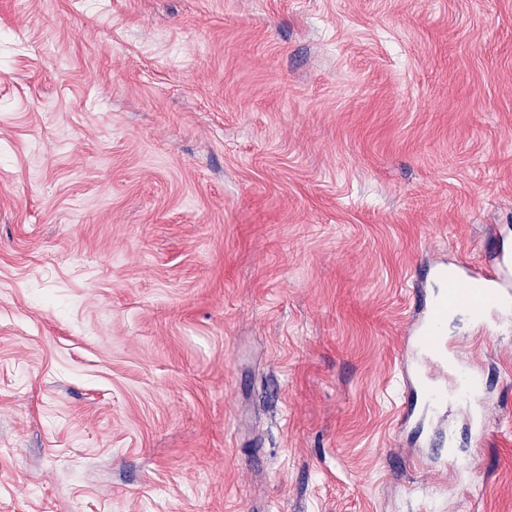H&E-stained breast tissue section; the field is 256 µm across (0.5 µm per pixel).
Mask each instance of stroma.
I'll return each instance as SVG.
<instances>
[{"label": "stroma", "mask_w": 512, "mask_h": 512, "mask_svg": "<svg viewBox=\"0 0 512 512\" xmlns=\"http://www.w3.org/2000/svg\"><path fill=\"white\" fill-rule=\"evenodd\" d=\"M512 227V0H0V512H512L393 422L413 283Z\"/></svg>", "instance_id": "stroma-1"}]
</instances>
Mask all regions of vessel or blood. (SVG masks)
<instances>
[{
    "instance_id": "b4317fda",
    "label": "vessel or blood",
    "mask_w": 512,
    "mask_h": 512,
    "mask_svg": "<svg viewBox=\"0 0 512 512\" xmlns=\"http://www.w3.org/2000/svg\"><path fill=\"white\" fill-rule=\"evenodd\" d=\"M432 281L433 294L421 295L415 307L409 329L412 352L400 361L405 396L398 422L447 416L448 399L453 396L472 409L473 441L479 446L487 432L484 378L475 365L450 358L446 319L454 310H467L483 338L492 318L512 316V247L495 241L477 264L440 261L433 268Z\"/></svg>"
}]
</instances>
